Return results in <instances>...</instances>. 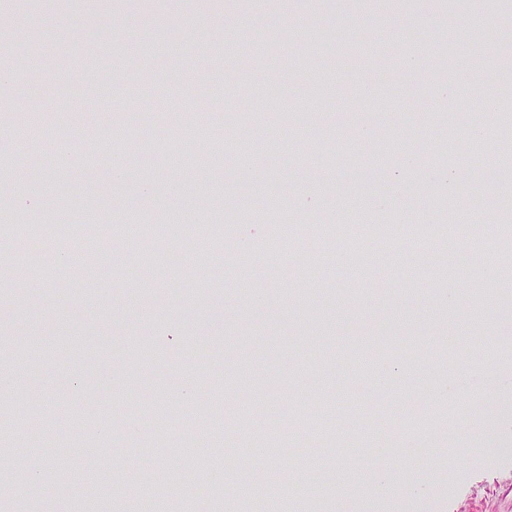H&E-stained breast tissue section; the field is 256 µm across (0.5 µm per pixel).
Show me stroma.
I'll return each instance as SVG.
<instances>
[{
  "label": "stroma",
  "mask_w": 512,
  "mask_h": 512,
  "mask_svg": "<svg viewBox=\"0 0 512 512\" xmlns=\"http://www.w3.org/2000/svg\"><path fill=\"white\" fill-rule=\"evenodd\" d=\"M448 0H0L13 41L0 71L31 83L33 139L0 129V365L40 434L0 405V472H30L0 512H512V0H461L481 46L447 53ZM81 25H73L74 17ZM322 39L311 43L308 35ZM493 79L477 80L484 57ZM418 60L427 79L406 80ZM449 73L452 86L435 78ZM154 127L189 165L139 135ZM444 129L435 138V129ZM95 154L79 144L88 132ZM484 153H473L474 142ZM500 177L481 180L487 159ZM452 190H444L443 180ZM447 199L440 207L439 199ZM479 199L481 266L445 274L431 253L319 243L272 262L270 200L298 225L434 224L447 250ZM80 215L111 247L57 259L17 243L29 224L71 237ZM170 225L172 250L127 225ZM204 225L207 236L192 234ZM41 267L48 277L36 276ZM498 364L495 379L482 374ZM261 404L285 451L239 418ZM455 418L429 420L431 408ZM319 414L301 425L298 411ZM422 429H415L417 421ZM240 447L226 452L216 424ZM196 449L178 451L181 433ZM219 459L203 472L196 456ZM278 483L269 492L254 468ZM390 482L380 496L376 471Z\"/></svg>",
  "instance_id": "1"
}]
</instances>
